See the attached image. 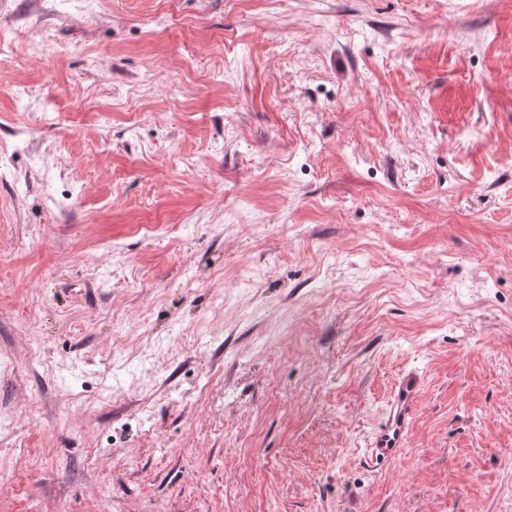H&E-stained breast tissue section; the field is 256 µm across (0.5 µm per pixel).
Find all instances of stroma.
<instances>
[{"mask_svg":"<svg viewBox=\"0 0 512 512\" xmlns=\"http://www.w3.org/2000/svg\"><path fill=\"white\" fill-rule=\"evenodd\" d=\"M0 512H512V0H0ZM423 377L417 370L403 371L382 416L375 426L367 458L379 464L390 460L405 447Z\"/></svg>","mask_w":512,"mask_h":512,"instance_id":"35a3bbf8","label":"stroma"}]
</instances>
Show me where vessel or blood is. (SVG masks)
<instances>
[{"instance_id": "obj_1", "label": "vessel or blood", "mask_w": 512, "mask_h": 512, "mask_svg": "<svg viewBox=\"0 0 512 512\" xmlns=\"http://www.w3.org/2000/svg\"><path fill=\"white\" fill-rule=\"evenodd\" d=\"M423 385L420 372H402L395 383L388 404L375 426L367 457L375 463L390 460L404 448L413 419L417 396Z\"/></svg>"}]
</instances>
